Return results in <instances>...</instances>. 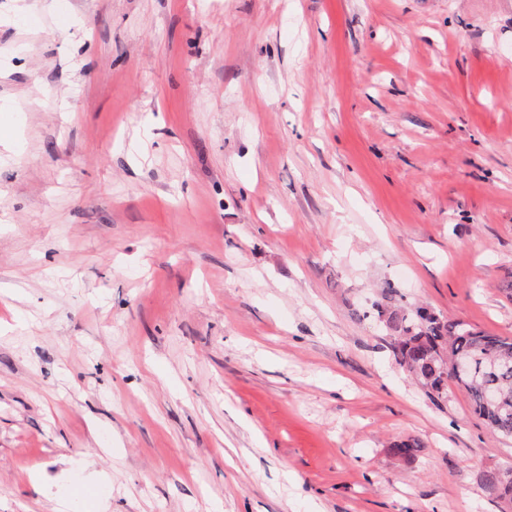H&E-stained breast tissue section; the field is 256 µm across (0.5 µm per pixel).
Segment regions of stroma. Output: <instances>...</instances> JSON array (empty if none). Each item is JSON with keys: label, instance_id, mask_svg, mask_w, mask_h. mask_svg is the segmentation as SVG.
I'll return each mask as SVG.
<instances>
[{"label": "stroma", "instance_id": "1", "mask_svg": "<svg viewBox=\"0 0 512 512\" xmlns=\"http://www.w3.org/2000/svg\"><path fill=\"white\" fill-rule=\"evenodd\" d=\"M509 276L512 0H0V512H502ZM388 288L374 304L377 316L393 339L397 364L411 374L433 402L448 396V381L462 385L472 411L497 436L512 439V338L487 333L461 321L440 316L422 306L392 304ZM434 348V352L432 350ZM460 354L470 362L471 375L452 378L442 364ZM499 396V405L487 404L486 392ZM504 469L493 468L489 469L484 473L483 476V488L491 496L492 500H502L507 497L510 493V500L512 498V470L509 471V475L503 472ZM510 479V486L506 487L505 482Z\"/></svg>", "mask_w": 512, "mask_h": 512}]
</instances>
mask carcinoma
I'll return each instance as SVG.
<instances>
[{
    "mask_svg": "<svg viewBox=\"0 0 512 512\" xmlns=\"http://www.w3.org/2000/svg\"><path fill=\"white\" fill-rule=\"evenodd\" d=\"M385 291L374 304L377 316L393 339L392 351L397 364L411 374L433 402L448 396L451 374L443 368L460 354L470 362L471 375L457 381L470 396L472 411L491 431L512 439V338L487 333L461 321L440 316L422 306L396 305ZM493 391L499 404L485 402L484 394ZM512 470L489 469L483 476V488L489 496L502 500L512 494Z\"/></svg>",
    "mask_w": 512,
    "mask_h": 512,
    "instance_id": "cac0c4a2",
    "label": "carcinoma"
}]
</instances>
